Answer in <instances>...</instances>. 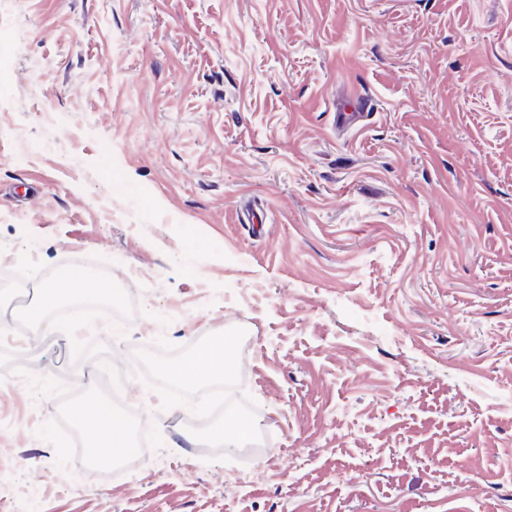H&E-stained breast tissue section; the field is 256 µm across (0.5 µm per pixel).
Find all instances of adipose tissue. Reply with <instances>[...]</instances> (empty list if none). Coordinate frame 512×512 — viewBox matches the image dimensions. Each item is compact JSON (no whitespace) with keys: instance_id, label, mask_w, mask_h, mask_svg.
<instances>
[{"instance_id":"1","label":"adipose tissue","mask_w":512,"mask_h":512,"mask_svg":"<svg viewBox=\"0 0 512 512\" xmlns=\"http://www.w3.org/2000/svg\"><path fill=\"white\" fill-rule=\"evenodd\" d=\"M85 294L113 301L116 297L111 285L105 284L96 274L78 273L66 284L50 283L38 290L36 310L47 313L62 301ZM227 365L222 346H207L198 350L189 360L181 363H160L158 372L167 378L191 385L207 377L223 375ZM76 416L85 429L95 458L109 461L128 446V433L121 425L112 408L99 398H88L76 410Z\"/></svg>"}]
</instances>
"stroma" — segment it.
I'll use <instances>...</instances> for the list:
<instances>
[{
	"label": "stroma",
	"instance_id": "obj_1",
	"mask_svg": "<svg viewBox=\"0 0 512 512\" xmlns=\"http://www.w3.org/2000/svg\"><path fill=\"white\" fill-rule=\"evenodd\" d=\"M12 20L0 272L104 265L122 320L63 349L10 322L0 512H512V0H24ZM218 339L226 384L247 352L236 407L271 439L252 466L205 453L235 427L209 384L155 368ZM117 383L153 410L115 413L154 458L80 473L73 409Z\"/></svg>",
	"mask_w": 512,
	"mask_h": 512
}]
</instances>
